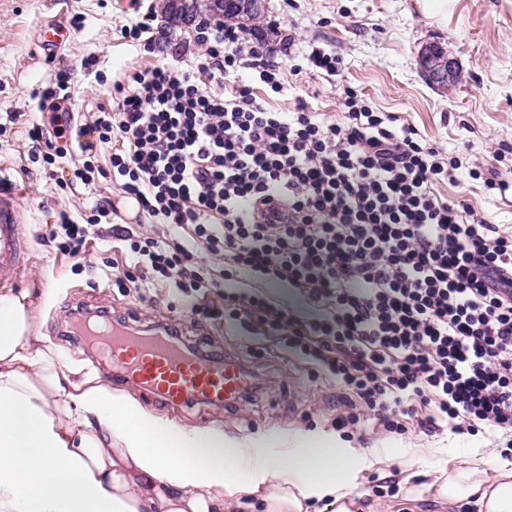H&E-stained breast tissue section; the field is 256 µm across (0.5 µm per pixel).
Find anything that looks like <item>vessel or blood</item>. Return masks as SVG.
<instances>
[{
  "label": "vessel or blood",
  "mask_w": 512,
  "mask_h": 512,
  "mask_svg": "<svg viewBox=\"0 0 512 512\" xmlns=\"http://www.w3.org/2000/svg\"><path fill=\"white\" fill-rule=\"evenodd\" d=\"M19 222L12 197L0 192V268L16 273L28 263ZM88 337L99 346L102 362L118 367L125 380L162 404L196 400L228 407L243 402L254 387L252 375L237 359L195 358L158 330L131 331L112 324L89 331Z\"/></svg>",
  "instance_id": "vessel-or-blood-1"
}]
</instances>
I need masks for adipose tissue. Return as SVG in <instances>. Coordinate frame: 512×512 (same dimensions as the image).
<instances>
[{
    "mask_svg": "<svg viewBox=\"0 0 512 512\" xmlns=\"http://www.w3.org/2000/svg\"><path fill=\"white\" fill-rule=\"evenodd\" d=\"M29 293L0 292V512H232L239 486L259 512H360L335 439H230L190 430L97 385L67 393L55 355L35 345ZM448 507L512 512V465L472 452L438 477Z\"/></svg>",
    "mask_w": 512,
    "mask_h": 512,
    "instance_id": "ef3b65f1",
    "label": "adipose tissue"
}]
</instances>
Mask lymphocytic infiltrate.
I'll use <instances>...</instances> for the list:
<instances>
[{
	"mask_svg": "<svg viewBox=\"0 0 512 512\" xmlns=\"http://www.w3.org/2000/svg\"><path fill=\"white\" fill-rule=\"evenodd\" d=\"M197 37L205 50L191 65L176 59L132 73L92 124L74 126L66 76L39 90L53 128L33 124L30 153L45 178L56 179L67 156L61 139L76 135L86 158L74 179L89 187L109 173L151 223L192 227L194 241L222 259L224 276L303 294L315 319H298L255 289L225 296L223 310L193 312L235 321L245 312L278 332L284 352L335 382L346 409L337 428L367 418L396 434L413 420L428 431L449 424L512 434V231L467 199L469 181L501 191L512 183L486 178L480 164L463 167L351 87L337 121L303 103L277 111V65L239 78L259 48L220 21L199 24ZM203 73L215 90L201 86ZM97 146L110 148L109 169L89 159ZM448 182L457 189L451 198L436 190ZM91 212L82 224L60 213L49 241L82 250L116 208L97 202ZM112 236L133 258L114 274L117 287L163 277L205 292L213 283L172 234L144 237L116 224Z\"/></svg>",
	"mask_w": 512,
	"mask_h": 512,
	"instance_id": "1",
	"label": "lymphocytic infiltrate"
}]
</instances>
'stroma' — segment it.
<instances>
[{"instance_id":"obj_1","label":"stroma","mask_w":512,"mask_h":512,"mask_svg":"<svg viewBox=\"0 0 512 512\" xmlns=\"http://www.w3.org/2000/svg\"><path fill=\"white\" fill-rule=\"evenodd\" d=\"M143 4L157 10L162 0H0V113L19 115L0 135V181L22 216L29 254L27 278L11 289L31 292L35 336L70 368L71 384L99 379L180 426L204 430L220 425L233 439L272 431L288 438L335 435L338 447L352 451L363 506L372 512H448L435 499L432 483L447 472L449 462L475 448L512 462L501 434L471 436L446 426L427 432L412 425L406 434L396 435L367 422L354 437L339 436L336 419L342 409L331 380L311 375L304 361L284 354L277 338L261 329L250 332L193 314L202 300L223 309L225 294L245 287L241 277L218 279L203 297L160 280L143 301L135 289L113 286L103 276L105 264L123 269L131 263L109 224H99L77 256L60 253L48 242V227L59 212L79 222L96 199L117 204L121 195L108 177L98 178L92 188L73 181L70 159L59 172L65 187L43 178L41 163L29 155L28 131L42 118L31 93L68 73L71 109L89 123L98 106L111 105L114 83L129 73L175 55L192 60L199 51L195 36L168 31L159 17L150 23V50L122 37V25L137 17ZM264 5L261 26L285 87L273 103L278 111H294L302 101L325 118H337L343 89L351 86L379 110L401 116L427 139L456 152L463 163L488 160L496 151L499 171L512 169V0H264ZM52 20L64 25L68 38L48 50L40 33ZM431 45L456 61L452 85L440 87L424 78L419 54ZM320 47L341 58L338 76L291 72L293 59ZM468 198L490 223L512 225V190H490L478 181ZM77 309L109 311L136 330L158 324L178 327L183 340L200 353L218 351L238 359L255 374L260 389L252 400L228 410L195 401L174 408L161 405L138 388L115 382L112 371L99 369L97 351L86 338L65 335ZM408 461L415 472L412 494L400 487V470ZM375 478L399 486V493L377 497L371 489Z\"/></svg>"}]
</instances>
